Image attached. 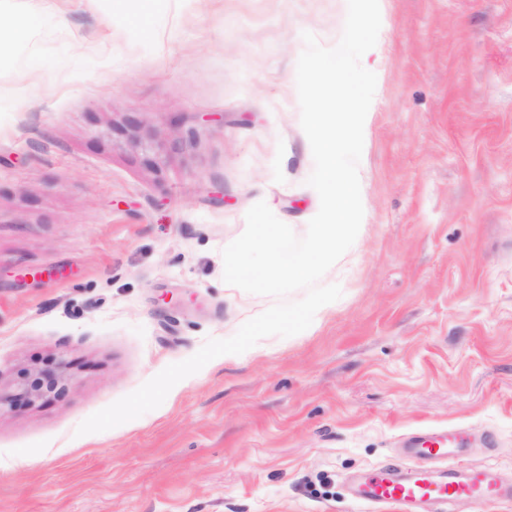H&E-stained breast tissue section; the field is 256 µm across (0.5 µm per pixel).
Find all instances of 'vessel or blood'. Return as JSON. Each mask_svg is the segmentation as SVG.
<instances>
[{"mask_svg":"<svg viewBox=\"0 0 512 512\" xmlns=\"http://www.w3.org/2000/svg\"><path fill=\"white\" fill-rule=\"evenodd\" d=\"M447 456L448 441L444 435L412 442L402 452L408 467L405 476L395 477L387 470H378L354 487L353 497L363 504L392 503L404 507L405 512H417L422 504L434 501L445 503L466 498L489 506L503 498V489L492 468L477 467L463 481L456 478L450 467L437 475L426 469V461H442Z\"/></svg>","mask_w":512,"mask_h":512,"instance_id":"vessel-or-blood-1","label":"vessel or blood"}]
</instances>
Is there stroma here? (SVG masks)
Masks as SVG:
<instances>
[{"label":"stroma","mask_w":512,"mask_h":512,"mask_svg":"<svg viewBox=\"0 0 512 512\" xmlns=\"http://www.w3.org/2000/svg\"><path fill=\"white\" fill-rule=\"evenodd\" d=\"M347 0H0V512H398L350 478L457 429L512 485V0H383L364 216L305 331L215 358L164 402L77 435L274 305L223 280L263 201L320 208L303 32ZM70 377L67 363L61 360L54 370H33L16 383L15 392L2 395L0 392V408L11 405L17 398L34 401L52 393H62L69 388Z\"/></svg>","instance_id":"35a3bbf8"}]
</instances>
